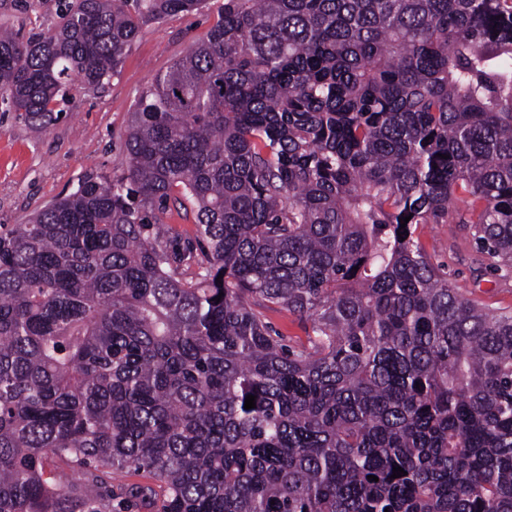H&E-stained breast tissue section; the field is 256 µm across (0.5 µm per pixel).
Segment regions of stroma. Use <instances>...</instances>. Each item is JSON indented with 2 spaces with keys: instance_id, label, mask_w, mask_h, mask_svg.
<instances>
[{
  "instance_id": "obj_1",
  "label": "stroma",
  "mask_w": 512,
  "mask_h": 512,
  "mask_svg": "<svg viewBox=\"0 0 512 512\" xmlns=\"http://www.w3.org/2000/svg\"><path fill=\"white\" fill-rule=\"evenodd\" d=\"M224 0L144 28L129 47L119 75L97 90L74 88L62 118L32 130L0 103V225L25 223L52 200L72 192L89 173L122 174L133 106L158 73L206 39ZM62 0H0V26L22 35L52 28ZM419 236L434 262L445 265L462 294L495 311L512 312V273L483 261L468 225L427 224Z\"/></svg>"
}]
</instances>
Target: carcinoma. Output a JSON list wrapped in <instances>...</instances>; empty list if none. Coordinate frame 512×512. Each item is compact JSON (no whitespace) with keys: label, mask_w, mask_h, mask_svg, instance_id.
<instances>
[{"label":"carcinoma","mask_w":512,"mask_h":512,"mask_svg":"<svg viewBox=\"0 0 512 512\" xmlns=\"http://www.w3.org/2000/svg\"><path fill=\"white\" fill-rule=\"evenodd\" d=\"M207 5L0 29V99L44 131ZM124 151L0 225V512H512V313L417 235L468 224L512 269V0H224ZM265 315L273 329L287 336L288 340L305 342L303 324L296 316L285 311H267Z\"/></svg>","instance_id":"cac0c4a2"}]
</instances>
